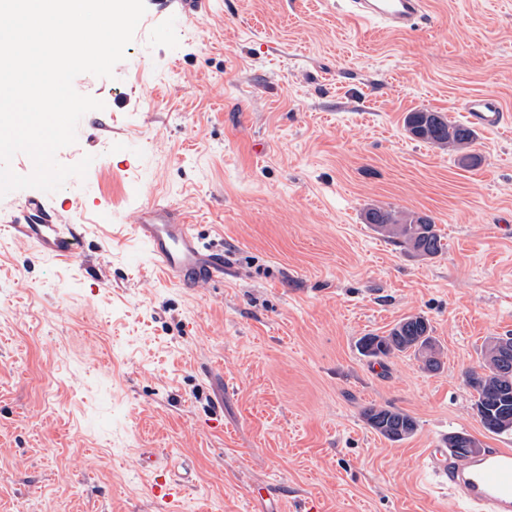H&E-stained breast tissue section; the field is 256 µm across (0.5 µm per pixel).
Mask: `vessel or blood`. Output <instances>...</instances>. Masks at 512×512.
<instances>
[{"mask_svg": "<svg viewBox=\"0 0 512 512\" xmlns=\"http://www.w3.org/2000/svg\"><path fill=\"white\" fill-rule=\"evenodd\" d=\"M345 15L355 22L405 32L428 17V0H346ZM462 110L476 128L500 130L506 124V114L491 94L466 97ZM134 227L154 262L174 283L198 289L223 282V255L204 246L196 225L184 213L158 201L146 202L135 211ZM0 234L26 237L59 261L71 260L83 239L79 225L59 223L42 197L21 203L0 223ZM428 467L454 503L466 504L473 512H512V448H493L465 458L443 447L433 448L428 452ZM149 493L159 512H169L182 494V485L158 468Z\"/></svg>", "mask_w": 512, "mask_h": 512, "instance_id": "vessel-or-blood-1", "label": "vessel or blood"}]
</instances>
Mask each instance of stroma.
Wrapping results in <instances>:
<instances>
[{"label": "stroma", "instance_id": "obj_1", "mask_svg": "<svg viewBox=\"0 0 512 512\" xmlns=\"http://www.w3.org/2000/svg\"><path fill=\"white\" fill-rule=\"evenodd\" d=\"M146 14L104 102L57 153L93 156L48 204L84 237L68 262L0 237V512H156L142 463L164 449L176 512H452L426 468L484 429L464 382L512 336V125L483 162L410 138L407 113L463 121L464 96L512 114V0H430V26L387 33L339 0H178ZM158 200L224 254L223 284L165 278L129 223ZM372 206L433 219L446 248L401 250ZM427 318L439 372L357 342ZM413 416L390 442L369 406Z\"/></svg>", "mask_w": 512, "mask_h": 512}]
</instances>
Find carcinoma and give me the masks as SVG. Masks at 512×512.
I'll list each match as a JSON object with an SVG mask.
<instances>
[{
  "mask_svg": "<svg viewBox=\"0 0 512 512\" xmlns=\"http://www.w3.org/2000/svg\"><path fill=\"white\" fill-rule=\"evenodd\" d=\"M404 125L411 138L456 154L464 168L482 162L481 155L473 149L477 132L468 125L449 120L441 112H410ZM365 218L376 232L420 257L432 258L444 250L442 236L427 215L371 207ZM503 340L502 336L490 337L482 353L480 370L466 374L476 415L483 427L495 434L512 431V352L504 354ZM359 348L363 355L375 359L410 352L423 369L429 372L441 369V349L431 336L428 319L421 315L401 319L385 336L362 337ZM363 417L372 429L392 442L412 436L417 429L412 416L393 407L370 406L364 409Z\"/></svg>",
  "mask_w": 512,
  "mask_h": 512,
  "instance_id": "cac0c4a2",
  "label": "carcinoma"
}]
</instances>
